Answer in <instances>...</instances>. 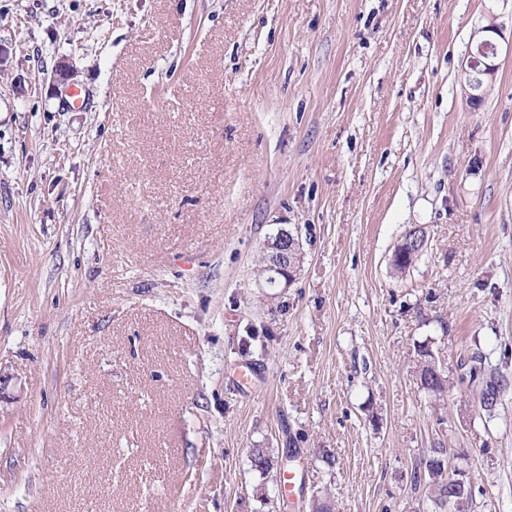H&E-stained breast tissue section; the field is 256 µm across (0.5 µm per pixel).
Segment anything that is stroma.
Returning <instances> with one entry per match:
<instances>
[{"mask_svg":"<svg viewBox=\"0 0 512 512\" xmlns=\"http://www.w3.org/2000/svg\"><path fill=\"white\" fill-rule=\"evenodd\" d=\"M0 374V512H512V0H0ZM479 33H482L476 44L479 52H471L463 68V81L467 85L466 102L471 106L479 103L485 86L494 79L499 69L495 39L499 30L494 26H486ZM265 250L268 254L267 265L263 270L264 281L275 284L284 283V288L292 281L299 264L291 261L289 256L294 259L301 257V244L295 235L286 228H282L281 232L274 237L267 239ZM282 279L284 281H282ZM426 245V234L423 228H415L412 236L407 241L402 240L396 247L393 262L397 265L404 266L406 259H412ZM418 356V376L420 384L423 389L432 391L434 393H441L445 389V380L442 369L438 366L435 361V369L430 368L431 360L435 359L431 350L425 346H419ZM439 371V373H438ZM430 376V379H427ZM435 458L443 460V466H435ZM448 462L446 458V449L434 448L432 454L424 457L416 463L413 469V481L419 487L422 485L426 487L428 496L434 504L441 510L445 511L446 508L452 507L460 511L462 501H448L445 496V491L448 489V496L450 494L458 495L465 491V482L462 479H448L447 477Z\"/></svg>","mask_w":512,"mask_h":512,"instance_id":"obj_1","label":"stroma"}]
</instances>
